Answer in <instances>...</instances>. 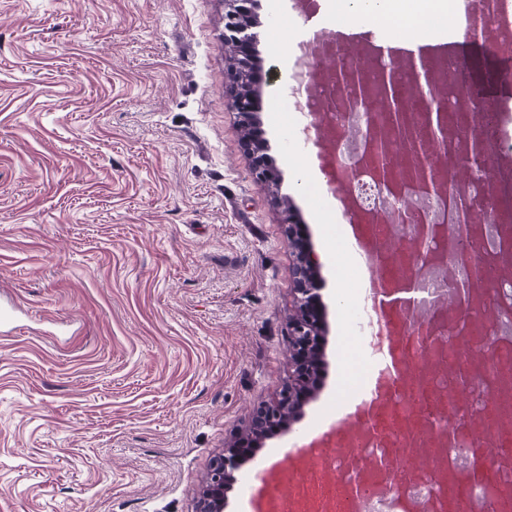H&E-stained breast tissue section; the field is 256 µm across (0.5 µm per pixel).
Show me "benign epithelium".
Wrapping results in <instances>:
<instances>
[{
  "mask_svg": "<svg viewBox=\"0 0 512 512\" xmlns=\"http://www.w3.org/2000/svg\"><path fill=\"white\" fill-rule=\"evenodd\" d=\"M229 2L230 9L224 17V42L232 44L238 56L243 58L259 44L260 32L258 24L244 20L251 0ZM245 77L261 88L268 80L267 73L262 71L254 75L247 69V61H241V68L230 74L233 91L229 107L237 112L244 125L257 128L260 101L254 94L238 89ZM332 81L336 84V95L328 100L324 111L344 108L365 114L367 127L363 163L370 169L372 180L403 222L414 223L417 237L436 234L439 225L413 220L414 213L406 204L401 184L411 182L422 194L438 195L445 192L439 174L432 168L413 163L399 171L388 163L399 143L406 144L412 158L421 153V144L410 136L413 130L412 113L418 109V105L398 90V68L392 63L384 68L377 80V92L370 95L367 94L368 84L362 67L353 60L342 68H336ZM443 114L439 102L433 99L426 104V111L421 113L420 125L446 145L448 126L442 121ZM245 149L253 159L256 179L262 183L280 185V179L273 178L270 172L272 163L265 156L268 141L253 132L245 143ZM286 233L295 257L291 288L295 314L288 323L292 364L277 398L260 404L253 412L245 434L227 445L224 453L212 460L196 512H224V493L234 479V473L242 467L248 451L261 446L265 438L286 432L298 423L303 407L317 395L323 384L327 326L319 297V291L323 288L320 262L306 244L305 226L291 219L286 225Z\"/></svg>",
  "mask_w": 512,
  "mask_h": 512,
  "instance_id": "7a95c632",
  "label": "benign epithelium"
}]
</instances>
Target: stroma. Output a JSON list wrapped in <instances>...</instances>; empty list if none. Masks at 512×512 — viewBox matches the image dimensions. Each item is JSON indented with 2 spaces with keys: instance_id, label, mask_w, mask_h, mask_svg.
<instances>
[{
  "instance_id": "stroma-1",
  "label": "stroma",
  "mask_w": 512,
  "mask_h": 512,
  "mask_svg": "<svg viewBox=\"0 0 512 512\" xmlns=\"http://www.w3.org/2000/svg\"><path fill=\"white\" fill-rule=\"evenodd\" d=\"M224 0H0V512H195L212 459L288 373L294 254L306 224L325 282L324 384L292 431L237 472L224 512H256L350 401L359 291L307 144L281 46L369 47L418 63L436 44L351 24L336 0H256L262 127L281 189L258 182L228 106ZM507 91L494 43L467 54Z\"/></svg>"
}]
</instances>
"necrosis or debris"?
Listing matches in <instances>:
<instances>
[{
	"label": "necrosis or debris",
	"instance_id": "necrosis-or-debris-1",
	"mask_svg": "<svg viewBox=\"0 0 512 512\" xmlns=\"http://www.w3.org/2000/svg\"><path fill=\"white\" fill-rule=\"evenodd\" d=\"M460 8L471 47L485 43L490 25L512 37V0H462ZM427 64L438 89L449 93L451 111L486 137L487 156L512 157V138L495 134L512 100L477 102L456 48L434 54ZM326 125L332 130V183L348 186L355 212L371 217L372 239L400 250L412 233L390 222L384 197L360 170L363 114L332 112ZM404 193L424 222L447 228V236L415 240L419 255L447 253V274L419 277L430 302L422 320L353 307L363 326L395 333L399 364L369 368L359 431L349 434L341 451L320 460L332 481L320 484L313 471L302 470L291 485L293 500L324 499L326 512H512V333L503 331L512 325V280L501 276L512 267V177L494 187L481 168L438 196L409 185ZM473 212L481 214L485 232H469L465 222ZM474 281L492 287L495 317L477 302L458 305L459 288ZM453 404L461 413L454 423L447 417ZM422 452L433 467L417 472L408 462Z\"/></svg>",
	"mask_w": 512,
	"mask_h": 512
}]
</instances>
